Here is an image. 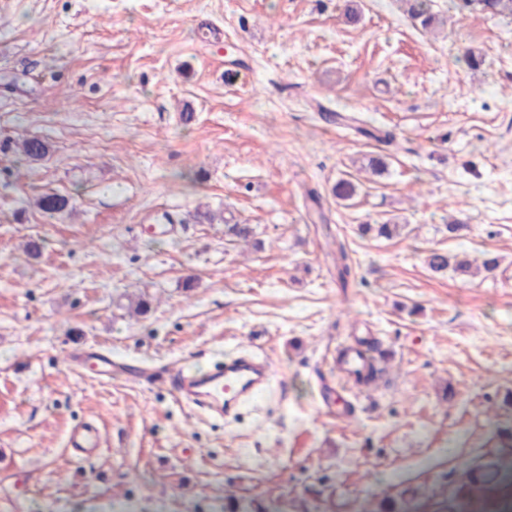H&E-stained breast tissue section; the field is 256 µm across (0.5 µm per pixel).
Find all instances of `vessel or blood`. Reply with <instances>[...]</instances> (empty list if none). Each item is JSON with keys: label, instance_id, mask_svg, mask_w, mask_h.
I'll list each match as a JSON object with an SVG mask.
<instances>
[{"label": "vessel or blood", "instance_id": "1", "mask_svg": "<svg viewBox=\"0 0 512 512\" xmlns=\"http://www.w3.org/2000/svg\"><path fill=\"white\" fill-rule=\"evenodd\" d=\"M71 362L78 368L93 364L107 379L111 378L115 364L111 354L97 350L75 352ZM158 376L163 377L178 399L209 412L229 416L243 401L258 398L265 392L272 368L265 358L250 351H240L226 356L220 365L202 373L180 367L165 368L160 374L149 369L140 373L141 380L146 382ZM69 446L73 454L94 455L99 447L97 428L85 425L74 429L69 437Z\"/></svg>", "mask_w": 512, "mask_h": 512}]
</instances>
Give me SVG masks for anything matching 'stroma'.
<instances>
[{
	"label": "stroma",
	"mask_w": 512,
	"mask_h": 512,
	"mask_svg": "<svg viewBox=\"0 0 512 512\" xmlns=\"http://www.w3.org/2000/svg\"><path fill=\"white\" fill-rule=\"evenodd\" d=\"M432 10L427 33L400 0H0V512H435L512 468V18ZM433 248L499 265L436 275ZM346 341L389 351L382 379L337 373ZM81 346L132 369L254 349L273 375L225 421L75 369ZM84 424L86 460L65 448ZM69 446L72 454L91 457L99 447L97 428L92 425L75 428L70 434Z\"/></svg>",
	"instance_id": "35a3bbf8"
}]
</instances>
